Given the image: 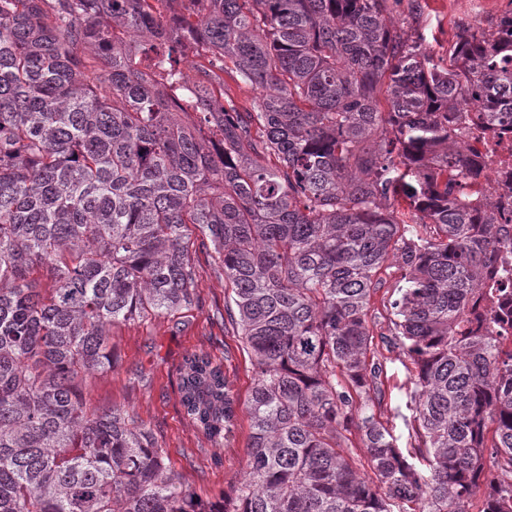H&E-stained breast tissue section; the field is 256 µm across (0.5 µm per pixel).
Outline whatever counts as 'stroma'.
<instances>
[{
  "label": "stroma",
  "instance_id": "stroma-1",
  "mask_svg": "<svg viewBox=\"0 0 512 512\" xmlns=\"http://www.w3.org/2000/svg\"><path fill=\"white\" fill-rule=\"evenodd\" d=\"M512 0H402L393 11L398 25L423 37L434 58H447L459 28L488 27ZM198 287L190 306L174 316L114 325L116 365L89 378L84 393L96 408L119 406L149 428L165 448L171 469L198 496L233 494L246 469L250 433L244 406L256 372L238 336L224 325V272L212 250L197 247ZM207 353L223 364L240 407L237 427L227 445L207 440L185 416L178 393L179 369L191 353ZM386 409L400 440H407L412 419L410 373L398 350L386 353Z\"/></svg>",
  "mask_w": 512,
  "mask_h": 512
}]
</instances>
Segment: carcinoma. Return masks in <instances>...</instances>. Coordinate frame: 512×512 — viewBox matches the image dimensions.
<instances>
[{
  "label": "carcinoma",
  "instance_id": "carcinoma-1",
  "mask_svg": "<svg viewBox=\"0 0 512 512\" xmlns=\"http://www.w3.org/2000/svg\"><path fill=\"white\" fill-rule=\"evenodd\" d=\"M171 2L0 0V512H512V172L492 195L458 136L512 123V14L445 64L388 0H180L168 27ZM197 240L257 370L221 502L81 388L112 325L191 304ZM382 345L412 365L409 450ZM179 392L230 440L222 364L185 357ZM260 89L236 83L224 76V97H231L241 109H251L254 102L260 97Z\"/></svg>",
  "mask_w": 512,
  "mask_h": 512
}]
</instances>
